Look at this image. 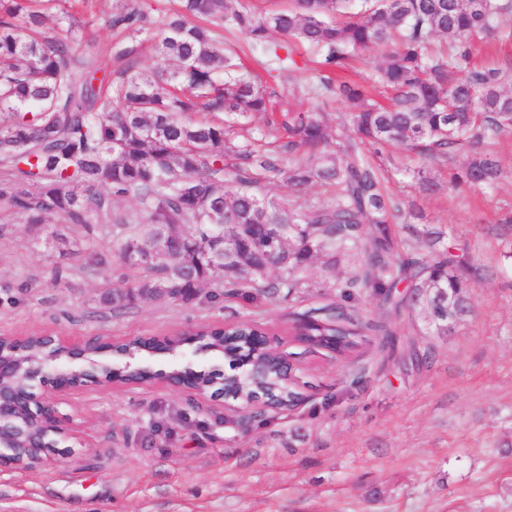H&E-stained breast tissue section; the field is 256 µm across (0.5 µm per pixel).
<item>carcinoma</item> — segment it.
<instances>
[{
    "instance_id": "cac0c4a2",
    "label": "carcinoma",
    "mask_w": 512,
    "mask_h": 512,
    "mask_svg": "<svg viewBox=\"0 0 512 512\" xmlns=\"http://www.w3.org/2000/svg\"><path fill=\"white\" fill-rule=\"evenodd\" d=\"M233 0H179V8L154 17L121 5L109 27L124 34L108 52L111 70L75 53L83 24L66 0H0V204L40 226L58 218L94 232L89 218L112 225L120 236V277L134 285L102 297L114 313L141 300L196 302L206 285L208 298L224 294L253 302L262 296L290 298L308 288L297 272L324 257L336 279L341 302L296 313L292 332L314 348L340 356L370 331L383 349L395 338L380 321H363L351 305L353 289L389 297L404 281L437 329L466 309L464 288L471 270L454 258L442 233L424 232L427 252L402 261V242L388 224L402 211L390 194L382 168L370 157L384 147H406L446 155L464 151L467 162L451 176L455 184L491 185L499 164L486 143L512 128V65L470 66L476 36L493 29L506 4L484 0H293L287 9L256 14ZM68 21L67 36L50 23ZM230 26L271 49L281 66L298 41L318 49L320 77L314 94L342 100L353 134L331 140L323 117L289 110L281 120L288 150L304 148L309 160L283 170L280 153L239 145L226 123L252 112H270L272 92L239 71L233 56L217 46V32ZM455 42L448 54L431 49V38ZM154 40L159 64L140 71L143 38ZM385 51L370 80L391 92V103H368L366 89L330 74L350 67L361 49ZM199 113L209 115L194 120ZM235 158L237 188L225 187L224 157ZM286 176L304 186L319 181L336 189L326 203L292 208L256 192L258 179ZM138 198L143 216L127 234L116 216L123 198ZM223 228H217V225ZM266 225L258 234L254 225ZM153 241L163 251L152 261L125 260L132 241ZM224 248L217 268L204 251ZM282 274L273 282L267 271ZM210 330L207 341L224 347L231 372L226 385L243 403L259 388L246 379L252 365L264 369L261 389L288 404L289 387L278 357L260 346L261 326L242 321Z\"/></svg>"
}]
</instances>
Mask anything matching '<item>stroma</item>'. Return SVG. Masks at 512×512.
Instances as JSON below:
<instances>
[{
	"label": "stroma",
	"mask_w": 512,
	"mask_h": 512,
	"mask_svg": "<svg viewBox=\"0 0 512 512\" xmlns=\"http://www.w3.org/2000/svg\"><path fill=\"white\" fill-rule=\"evenodd\" d=\"M115 0H93L81 55L109 68L108 20ZM224 50L292 110L327 115L330 133L352 134L339 100L313 97L316 53L296 46L285 68L240 32ZM501 175L489 186L454 185L465 154L430 158L388 148L378 155L405 212L392 232L409 255L405 229L432 224L447 233L462 263L477 268L471 311L437 331L405 286L383 297L359 292L365 318L389 317L394 351L366 337L347 357L326 359L292 342L289 314L339 299L321 263L302 277L309 290L289 299L178 304L142 300L126 314L100 317L99 297L120 287L114 266L84 276L85 231L60 221L25 224L13 215L0 232V335L51 331L78 342L169 336L199 325L259 321L297 368L301 404L274 415L225 411L222 402L175 391L160 381L128 386L87 383L58 409L77 432L70 454L51 467H0V512H512V130L488 142ZM440 189L416 193L418 171ZM259 192L298 206L333 197L285 180ZM420 212L411 220L410 211Z\"/></svg>",
	"instance_id": "35a3bbf8"
}]
</instances>
